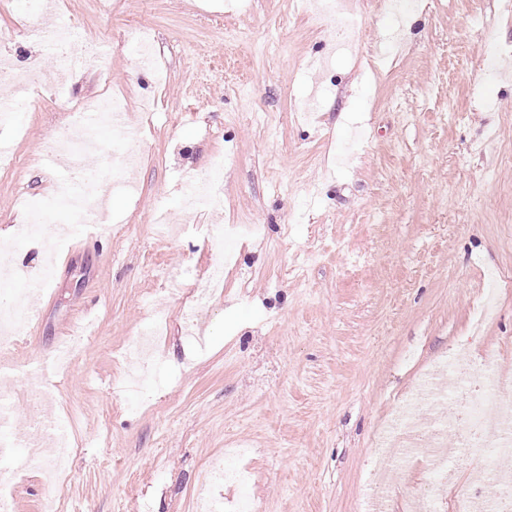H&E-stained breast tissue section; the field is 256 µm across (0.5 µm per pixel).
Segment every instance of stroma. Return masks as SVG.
Returning a JSON list of instances; mask_svg holds the SVG:
<instances>
[{"label": "stroma", "instance_id": "stroma-1", "mask_svg": "<svg viewBox=\"0 0 512 512\" xmlns=\"http://www.w3.org/2000/svg\"><path fill=\"white\" fill-rule=\"evenodd\" d=\"M74 26L71 55L94 42L109 82L63 73L49 43L31 38L36 0L0 8V55L18 70L66 74L73 99L104 93L144 127L132 189H111L107 234L59 239L51 279L46 243L12 237L10 289L20 333L0 346V398L32 442L53 414L71 448L61 487L50 458L24 468L27 447L0 455L14 512H193L228 448L249 475L258 512H357L374 440L437 358L494 353L512 380V291L472 325L489 277L512 273V0H350L356 31L341 39L305 0H58ZM151 31L166 78L140 75L128 24ZM66 103L29 101L0 118L16 162L0 169V226L26 220L20 200L45 206L64 171L41 152L72 121ZM223 171L209 173L214 154ZM211 174L222 207L198 211L172 236L191 177ZM254 224L239 238L224 288L209 292V230ZM43 286L29 294L31 283ZM197 306L194 328L182 312ZM162 388H126L122 354L157 311ZM87 334L69 366L32 397L36 366L72 325ZM384 471L395 508L425 479L422 464Z\"/></svg>", "mask_w": 512, "mask_h": 512}]
</instances>
